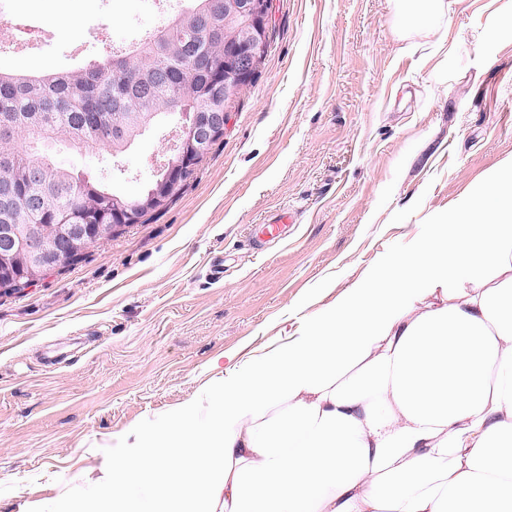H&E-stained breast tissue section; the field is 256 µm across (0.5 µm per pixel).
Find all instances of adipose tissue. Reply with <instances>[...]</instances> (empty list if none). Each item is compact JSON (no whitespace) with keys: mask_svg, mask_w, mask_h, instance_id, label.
<instances>
[{"mask_svg":"<svg viewBox=\"0 0 512 512\" xmlns=\"http://www.w3.org/2000/svg\"><path fill=\"white\" fill-rule=\"evenodd\" d=\"M85 512H512V161L160 426Z\"/></svg>","mask_w":512,"mask_h":512,"instance_id":"ef3b65f1","label":"adipose tissue"}]
</instances>
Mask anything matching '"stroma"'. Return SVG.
I'll use <instances>...</instances> for the list:
<instances>
[{"label": "stroma", "mask_w": 512, "mask_h": 512, "mask_svg": "<svg viewBox=\"0 0 512 512\" xmlns=\"http://www.w3.org/2000/svg\"><path fill=\"white\" fill-rule=\"evenodd\" d=\"M41 35L0 69L66 71L161 27L155 0H0ZM173 121L113 176L97 148L55 160L136 196ZM512 159V0H272L254 81L180 195L18 293H0V512L91 495L122 435L283 344L373 264L409 249ZM296 211L284 240L249 245ZM224 277L209 276L213 260ZM439 0H400V8L407 22L426 25L435 13Z\"/></svg>", "instance_id": "1"}]
</instances>
